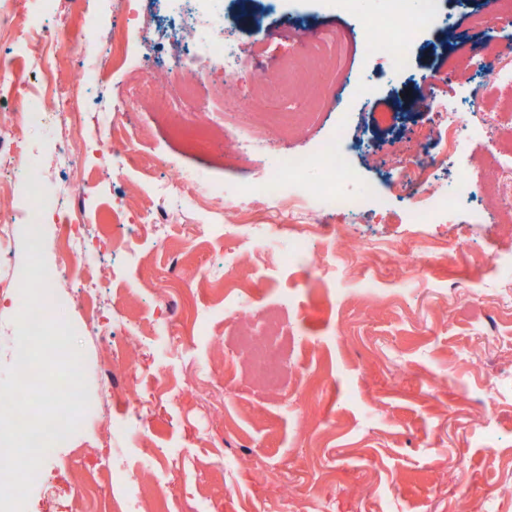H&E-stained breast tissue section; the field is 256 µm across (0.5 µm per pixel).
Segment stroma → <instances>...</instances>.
I'll return each instance as SVG.
<instances>
[{"instance_id": "stroma-1", "label": "stroma", "mask_w": 512, "mask_h": 512, "mask_svg": "<svg viewBox=\"0 0 512 512\" xmlns=\"http://www.w3.org/2000/svg\"><path fill=\"white\" fill-rule=\"evenodd\" d=\"M384 6L385 0H351L345 9L336 0H213L241 62L233 87L239 99L254 98L256 83L275 77L278 63L296 53V40L283 32L290 22L323 36L317 60L335 69L333 95L298 134L284 145L252 138L249 157L233 164L211 145L191 143L201 122L225 132L223 113L207 107L211 84L195 85L191 107L169 95L165 122L134 96L148 71L139 33L124 29L116 0H0V11L15 19L0 35V58L22 75L14 91L0 94L1 117L39 105L45 57L59 62L57 83L73 81V27L104 39L122 28L126 59L107 79L87 78L72 127L84 151L80 173L56 166L53 130L0 144L1 162L20 153L40 167L46 194L62 195L81 177L89 181L85 200L46 216L37 250L46 259L44 275L58 281L60 227L85 225L93 243L82 267L101 276L92 307L72 304L62 312L84 353L90 411L45 458L26 512H96L98 500L83 495L87 484L100 483L108 494L130 478L139 487L130 512H512V496L499 493L512 483V308L493 301L512 288V234L490 214L494 159L477 136L464 141L460 156L435 164L447 192L457 188V167L469 166L474 192L452 222L413 223L408 198L393 195L384 175L395 145L446 122V104L462 114L475 103L498 112L500 137L512 138V112L499 109L512 87L490 75L493 63L507 57L512 20L484 30L474 18L488 13L490 0H446L449 58L437 64L448 77L426 88V107L406 111L395 94L425 88L437 30L419 31L412 70L372 68L360 21ZM46 25L51 38L28 39ZM177 53L173 45L156 50L149 72L161 90L212 64L198 53L184 70L169 71ZM366 80L371 96L355 97L353 84ZM341 124L368 144L352 155L360 177L351 191L378 189L385 210L339 221L311 197L308 221L326 223V230L273 234L265 249H253L261 216L238 198L240 182L262 178L281 149L312 150ZM111 126L140 140L141 157L127 162L122 144L114 143L120 168L106 172L96 144ZM179 172L197 183L196 192L179 203L153 194L151 183ZM148 213L153 223H142ZM335 223L380 239L384 253L348 250L328 230ZM191 224L201 227L192 237ZM9 233L10 248L0 251V380L17 346L13 319L22 306L18 278L29 246L23 230ZM474 249L488 258L477 271L469 264ZM228 303L245 308L242 321L225 315ZM191 306L201 317L183 322L190 342L170 353L169 315ZM266 312L281 316L288 344L287 379L276 393L254 382L235 347L241 323L256 324ZM93 313L111 317L135 372L109 378L110 351L88 325ZM137 404L144 428L113 432V421ZM105 445L113 448L108 460L97 453Z\"/></svg>"}]
</instances>
